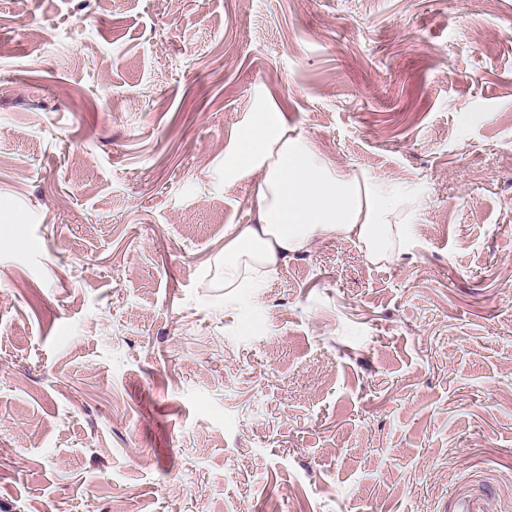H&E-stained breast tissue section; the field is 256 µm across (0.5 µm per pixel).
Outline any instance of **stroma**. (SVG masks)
<instances>
[{
  "instance_id": "35a3bbf8",
  "label": "stroma",
  "mask_w": 512,
  "mask_h": 512,
  "mask_svg": "<svg viewBox=\"0 0 512 512\" xmlns=\"http://www.w3.org/2000/svg\"><path fill=\"white\" fill-rule=\"evenodd\" d=\"M416 190L386 264L224 285L262 120ZM512 512V0H0V512Z\"/></svg>"
}]
</instances>
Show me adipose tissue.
Masks as SVG:
<instances>
[{
	"label": "adipose tissue",
	"instance_id": "obj_1",
	"mask_svg": "<svg viewBox=\"0 0 512 512\" xmlns=\"http://www.w3.org/2000/svg\"><path fill=\"white\" fill-rule=\"evenodd\" d=\"M265 173L257 190L258 221L236 230L224 248V285L258 282L319 238L340 236L360 243L374 264L393 261L407 246L410 227L392 221L413 207L414 197L365 173H340L319 160L312 145L280 124H259L234 169Z\"/></svg>",
	"mask_w": 512,
	"mask_h": 512
}]
</instances>
